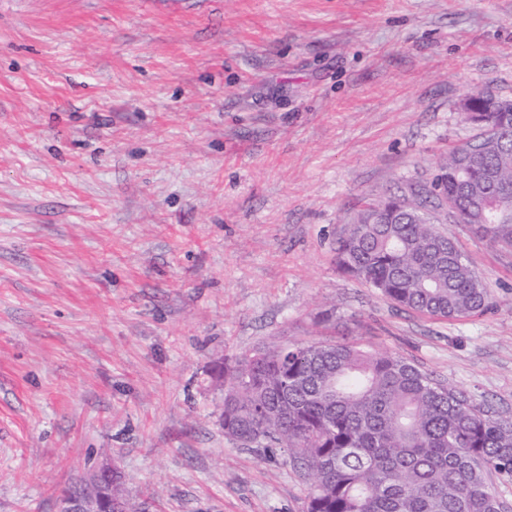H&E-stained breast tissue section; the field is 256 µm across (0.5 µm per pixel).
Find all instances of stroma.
Returning <instances> with one entry per match:
<instances>
[{"label":"stroma","mask_w":512,"mask_h":512,"mask_svg":"<svg viewBox=\"0 0 512 512\" xmlns=\"http://www.w3.org/2000/svg\"><path fill=\"white\" fill-rule=\"evenodd\" d=\"M512 100V0H0V512L111 463L136 512H304L224 435V358L347 337L512 416V251L439 225L492 297L439 320L340 273L429 183L463 102Z\"/></svg>","instance_id":"35a3bbf8"}]
</instances>
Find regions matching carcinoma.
I'll return each mask as SVG.
<instances>
[{
	"label": "carcinoma",
	"instance_id": "cac0c4a2",
	"mask_svg": "<svg viewBox=\"0 0 512 512\" xmlns=\"http://www.w3.org/2000/svg\"><path fill=\"white\" fill-rule=\"evenodd\" d=\"M470 117L494 135L457 198L461 223L512 250V113L488 95ZM454 149L431 181L456 194ZM336 268L396 307L456 319L490 294L457 243L392 200L369 203L335 248ZM224 435L282 448L309 477L306 512H502L512 484V417L497 416L398 353L358 342L268 345L216 365Z\"/></svg>",
	"mask_w": 512,
	"mask_h": 512
}]
</instances>
